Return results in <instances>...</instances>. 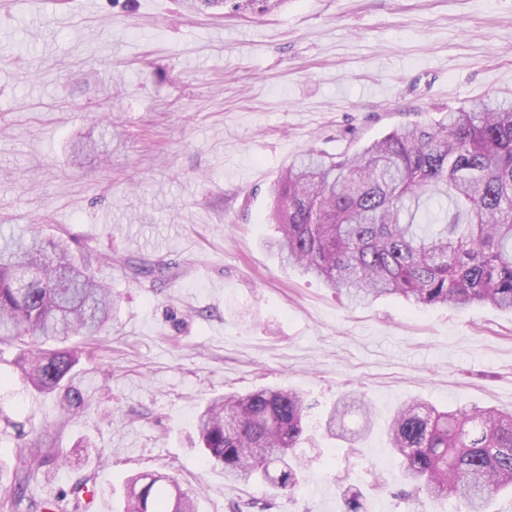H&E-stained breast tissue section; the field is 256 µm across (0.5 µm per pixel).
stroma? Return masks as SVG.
Listing matches in <instances>:
<instances>
[{
	"mask_svg": "<svg viewBox=\"0 0 512 512\" xmlns=\"http://www.w3.org/2000/svg\"><path fill=\"white\" fill-rule=\"evenodd\" d=\"M512 99V0H284L275 11L191 12L182 0H0V231L30 228L93 251L118 307L61 423L0 346V464L24 455L15 425L46 426L50 479L87 480L119 512L125 478L160 472L198 512H458L399 498L384 427L347 444L309 430L290 492L234 485L203 455L195 416L213 396L289 387L318 422L339 392L380 418L418 397L512 410V313L352 306L281 266L270 190L308 149L355 152L486 96ZM96 152L71 155L77 139ZM165 265L158 279L133 265ZM87 451H79V444Z\"/></svg>",
	"mask_w": 512,
	"mask_h": 512,
	"instance_id": "obj_1",
	"label": "stroma"
}]
</instances>
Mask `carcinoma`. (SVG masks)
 Masks as SVG:
<instances>
[{
	"label": "carcinoma",
	"instance_id": "1",
	"mask_svg": "<svg viewBox=\"0 0 512 512\" xmlns=\"http://www.w3.org/2000/svg\"><path fill=\"white\" fill-rule=\"evenodd\" d=\"M283 0H238L270 12ZM279 236L267 241L280 261L323 281L353 303L402 298L421 307L474 303L512 312V103L487 98L428 124L402 126L353 155L312 151L286 167L273 188ZM112 292L88 256L37 234L0 238V344L23 345L15 364L28 385L58 399L63 421L92 395L74 385L75 338L94 342L112 322ZM311 406L288 387L226 394L197 414L198 438L224 479L278 490L299 484L297 452ZM374 424L369 404L344 395L320 428L356 441ZM29 449L19 470L0 464V506L35 512L26 496L42 471L43 433L20 432ZM388 448L401 460L400 496L454 499L464 512H488L512 491V412L440 411L426 401L397 408ZM163 477L128 479L123 512H196L194 498Z\"/></svg>",
	"mask_w": 512,
	"mask_h": 512
}]
</instances>
